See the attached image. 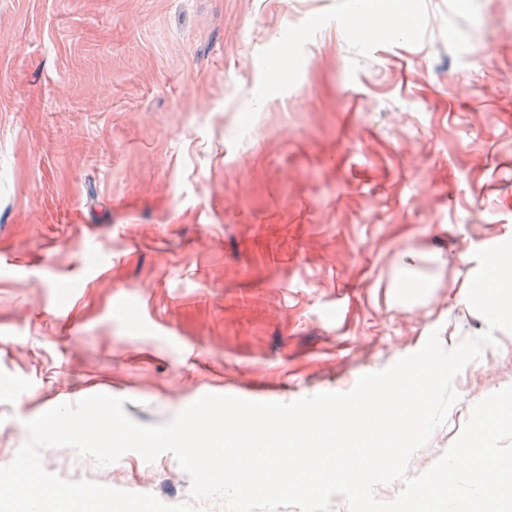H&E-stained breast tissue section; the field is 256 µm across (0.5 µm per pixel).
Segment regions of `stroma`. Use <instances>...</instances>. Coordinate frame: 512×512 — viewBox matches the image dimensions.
Masks as SVG:
<instances>
[{"mask_svg": "<svg viewBox=\"0 0 512 512\" xmlns=\"http://www.w3.org/2000/svg\"><path fill=\"white\" fill-rule=\"evenodd\" d=\"M357 5L386 18L370 39ZM511 172L512 0H0V463L93 394L157 425L207 394L346 393L482 333L458 298L512 239ZM408 259L421 304L393 287ZM495 339L409 475L512 386ZM41 462L189 498L168 453Z\"/></svg>", "mask_w": 512, "mask_h": 512, "instance_id": "1", "label": "stroma"}]
</instances>
